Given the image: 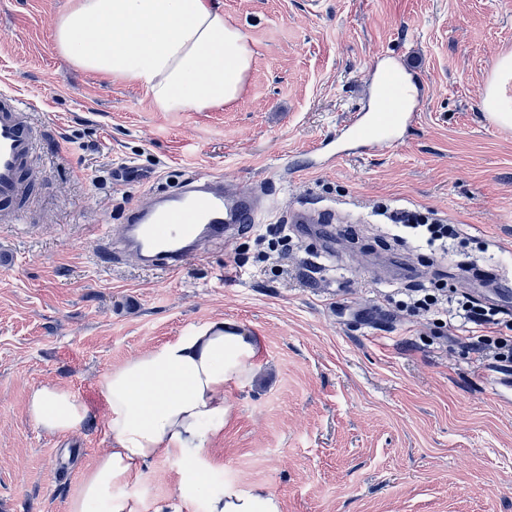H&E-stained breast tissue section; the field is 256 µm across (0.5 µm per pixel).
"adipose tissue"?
<instances>
[{
    "instance_id": "1",
    "label": "adipose tissue",
    "mask_w": 512,
    "mask_h": 512,
    "mask_svg": "<svg viewBox=\"0 0 512 512\" xmlns=\"http://www.w3.org/2000/svg\"><path fill=\"white\" fill-rule=\"evenodd\" d=\"M53 38L75 67L143 84L160 112L233 104L254 59L214 0H71ZM511 86L509 53L496 60L483 99L505 127ZM259 355L232 323L215 319L112 369L101 381L112 446L84 473L67 512H141L136 487L148 466L162 456L198 465L230 414L225 382L249 376ZM28 413L52 434L74 432L87 417L73 391L52 384L32 390ZM206 512H281V504L261 486H222L208 491Z\"/></svg>"
}]
</instances>
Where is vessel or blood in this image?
<instances>
[{"label":"vessel or blood","mask_w":512,"mask_h":512,"mask_svg":"<svg viewBox=\"0 0 512 512\" xmlns=\"http://www.w3.org/2000/svg\"><path fill=\"white\" fill-rule=\"evenodd\" d=\"M385 99L371 111L352 113L342 126V140L370 138L382 123ZM41 129L11 92H0V222H16L25 212L32 190L28 173L37 152ZM262 208L245 190L226 191L221 178L199 173L177 192L154 198L131 210L119 230H105L104 256L113 245L135 257L147 269L175 273L202 255L207 245L237 232L241 225L259 223Z\"/></svg>","instance_id":"obj_1"}]
</instances>
